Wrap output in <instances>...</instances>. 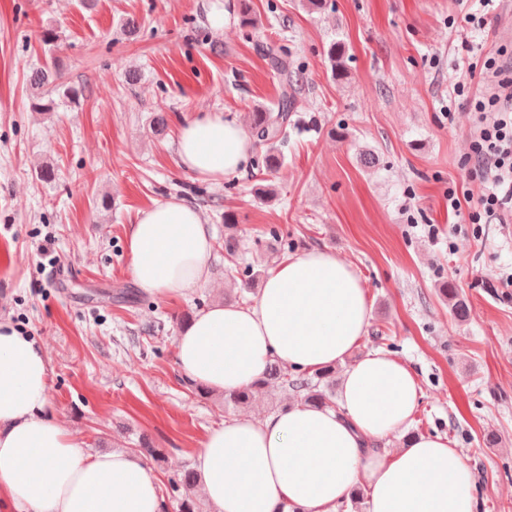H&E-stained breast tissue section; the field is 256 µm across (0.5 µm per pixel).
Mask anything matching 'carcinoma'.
Wrapping results in <instances>:
<instances>
[{"label": "carcinoma", "mask_w": 512, "mask_h": 512, "mask_svg": "<svg viewBox=\"0 0 512 512\" xmlns=\"http://www.w3.org/2000/svg\"><path fill=\"white\" fill-rule=\"evenodd\" d=\"M327 58L332 74L338 80L347 78L346 50L344 43L336 41L328 47ZM266 57L270 67L283 77V84L277 103L272 108L259 107L250 113L249 130L254 145L266 170H275L284 164V155L279 146L288 139V129H296L300 124L297 115L298 96L301 94L302 71L286 53L272 48L267 49ZM31 90V106L41 112H52L56 101L52 94L76 101L84 92V87L61 82V75L51 66L42 65L30 69L28 76ZM443 292L448 296V304L454 316L466 318L468 306L459 297L456 289L447 287ZM336 378V368L326 367L305 376H294L288 368L278 362H271L265 372L250 389L224 395V406H237L246 403L253 391L270 387H288L305 404L321 407H333L332 386Z\"/></svg>", "instance_id": "carcinoma-1"}]
</instances>
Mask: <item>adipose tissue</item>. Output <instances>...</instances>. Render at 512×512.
<instances>
[{
  "mask_svg": "<svg viewBox=\"0 0 512 512\" xmlns=\"http://www.w3.org/2000/svg\"><path fill=\"white\" fill-rule=\"evenodd\" d=\"M176 153L184 170L219 182L247 165L252 138L237 119L201 112L181 123ZM213 247L196 206L157 203L127 234L132 280L156 297L189 293L209 283ZM369 320L360 278L316 249L279 261L253 304L211 305L177 336L184 378L219 393L249 386L273 359L295 372L347 364L338 408L294 402L207 432L195 469L211 512H336L358 485L367 512H478L473 473L447 439L382 448L412 421L422 392L393 356L351 359ZM49 378L44 348L0 321V512H162L158 480L136 454H84L47 412Z\"/></svg>",
  "mask_w": 512,
  "mask_h": 512,
  "instance_id": "ef3b65f1",
  "label": "adipose tissue"
}]
</instances>
